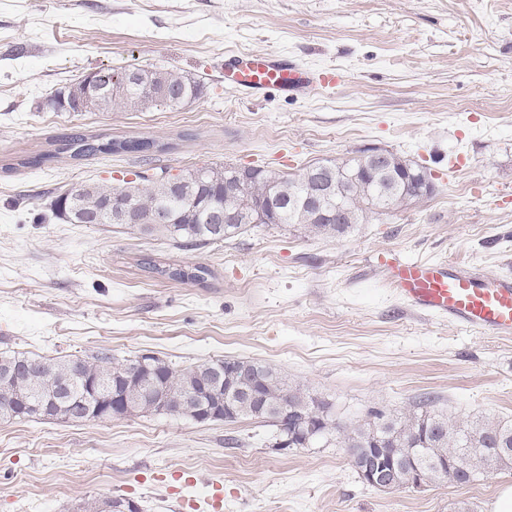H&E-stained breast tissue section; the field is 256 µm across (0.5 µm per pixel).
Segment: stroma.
Returning <instances> with one entry per match:
<instances>
[{
    "label": "stroma",
    "instance_id": "stroma-1",
    "mask_svg": "<svg viewBox=\"0 0 512 512\" xmlns=\"http://www.w3.org/2000/svg\"><path fill=\"white\" fill-rule=\"evenodd\" d=\"M228 52L276 53L339 80L307 98H252L225 84ZM124 67L177 70L200 93L172 111L56 106L89 73ZM73 132L175 147L24 166ZM367 147L424 166L433 191L335 239L272 224L182 251L51 211L74 185L116 186L131 172L294 175ZM388 251L512 272V0H0V353L107 348L180 368L255 359L350 418L432 396L459 420H512V337L409 310L381 273ZM145 256L214 276L174 282L144 271ZM217 482L222 512H490L512 469L379 491L335 443L282 450L255 419L0 420V512L107 497L212 512Z\"/></svg>",
    "mask_w": 512,
    "mask_h": 512
}]
</instances>
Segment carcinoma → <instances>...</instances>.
Here are the masks:
<instances>
[{
  "instance_id": "cac0c4a2",
  "label": "carcinoma",
  "mask_w": 512,
  "mask_h": 512,
  "mask_svg": "<svg viewBox=\"0 0 512 512\" xmlns=\"http://www.w3.org/2000/svg\"><path fill=\"white\" fill-rule=\"evenodd\" d=\"M99 109L114 108L143 111L153 107L175 109L180 102L174 94L196 97L198 86L182 73L173 69H139L136 76L126 78L123 72L108 68L96 72ZM54 149L32 159L24 165H41L63 153L74 160L100 155L166 152L170 143L161 144L151 137L110 138L100 135L73 133L52 142ZM332 174L322 170L323 163L310 165L297 175L280 174L259 168L257 177L241 190L224 186V168L204 166L181 173L185 183L178 189L169 187L166 180H152L138 174L123 187L104 183L84 184L71 188L57 197L55 208H60L71 195L79 194L89 207L125 190L142 214L146 215L159 205L170 206L169 224H121L127 233L171 240L182 250H193L209 244L236 238L250 228L245 221L255 207L266 206L267 223L296 226L307 236L336 238L351 229L352 224L363 223L370 214L383 215L401 208L399 197H424L432 192L400 165L390 173L373 176L364 174L353 180L350 168L360 165L353 158L342 162L329 160ZM334 189L330 199L344 198V209L328 217L303 223L305 215L297 203L314 195L319 182ZM223 203L244 217L238 224H218L205 218V210L214 200ZM149 272L183 283L202 284L211 275L202 265H161L151 258L141 261ZM224 360L204 362L178 369L153 355L142 358L119 359L108 349L79 362L63 358H45L24 354L0 355L1 365H15L17 372L5 383H0V417L26 419L21 413L20 400L39 402L47 409L48 418L64 419L90 404L91 382H119L128 386L145 403L139 412L149 411L146 403L154 394L165 397L166 406L176 410L192 398L196 404L207 397L203 385L212 381L216 367ZM246 364L256 367L257 378L263 380L262 406L248 405L237 415L239 419H261L275 429V440L283 438L281 415L288 414V426L304 415L313 426L312 433L300 431L293 439L294 447L307 448L318 441L336 442L338 448H352L355 454L350 463L357 475L365 469L379 468L394 474L397 488L415 489L429 486L440 479L450 484H468L479 477L503 468H512V421L474 417L456 420L433 409L434 399L422 397L410 408L397 415L379 409H370L361 418L340 419L331 406L311 396L287 379L274 366L255 360ZM253 379H240L234 386L224 385V397L240 401L250 389Z\"/></svg>"
}]
</instances>
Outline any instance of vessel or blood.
<instances>
[{"instance_id": "b4317fda", "label": "vessel or blood", "mask_w": 512, "mask_h": 512, "mask_svg": "<svg viewBox=\"0 0 512 512\" xmlns=\"http://www.w3.org/2000/svg\"><path fill=\"white\" fill-rule=\"evenodd\" d=\"M224 73L250 97L276 88L291 97L333 85L332 72L317 76L271 54H256L245 63L224 62ZM387 283L412 310L496 336H512V278L489 277L477 267H455L429 260L381 259Z\"/></svg>"}]
</instances>
